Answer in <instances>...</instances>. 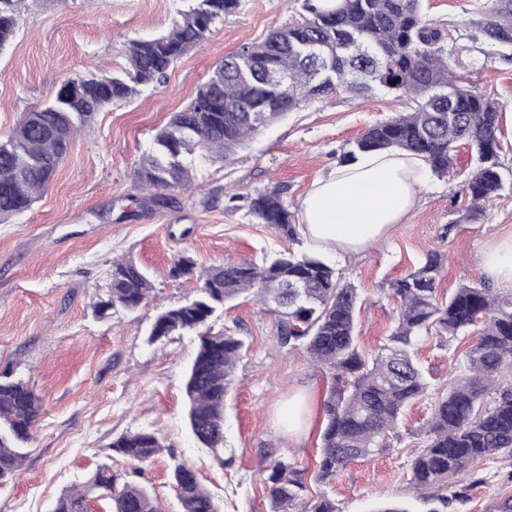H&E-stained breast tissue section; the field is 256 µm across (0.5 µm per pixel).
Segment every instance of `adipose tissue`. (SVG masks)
Returning <instances> with one entry per match:
<instances>
[{"label":"adipose tissue","instance_id":"adipose-tissue-1","mask_svg":"<svg viewBox=\"0 0 512 512\" xmlns=\"http://www.w3.org/2000/svg\"><path fill=\"white\" fill-rule=\"evenodd\" d=\"M426 162L399 151L361 153L313 184L298 231L314 250L355 254L385 237L411 211Z\"/></svg>","mask_w":512,"mask_h":512}]
</instances>
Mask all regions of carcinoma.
<instances>
[{
	"label": "carcinoma",
	"mask_w": 512,
	"mask_h": 512,
	"mask_svg": "<svg viewBox=\"0 0 512 512\" xmlns=\"http://www.w3.org/2000/svg\"><path fill=\"white\" fill-rule=\"evenodd\" d=\"M19 0H0V53L12 43ZM239 0H190L165 33L133 39L119 72L63 80L54 95L25 113L0 137V223L29 209L41 197L69 153L77 133L115 101H128L146 86L165 80L190 49L199 46ZM483 33L512 44V0H492ZM447 29L425 18L423 0H304L298 22L276 28L260 42L242 46L215 67L195 97L157 131L136 171L142 205L166 206L167 191L188 189L191 156L204 151L227 161L246 141L280 121L308 99L335 91L367 97L377 91L406 98L410 109L369 126L343 156L402 151L422 157L430 170H454L459 143L477 154L467 175L468 205L459 222L473 224L504 189L500 162V104L463 85L442 55ZM248 210L285 238L297 236L291 213L275 189L247 196ZM445 270L438 251L391 284L401 301L389 335L370 353L359 344L358 289L342 280L320 255L280 251L258 263L245 260L202 274L193 299L161 310L149 330L154 343L172 334L198 337L185 375L187 423L196 443L226 450L224 409L244 342L208 324L224 304L253 294L275 306L281 346L300 350L333 379L323 403L320 457L311 479L326 484L353 460L389 448L407 407L436 392L422 448L413 455L409 484L426 503L469 500L484 481L477 462L512 458V293L486 285H462L445 300L437 285ZM154 284L132 260L112 264L105 312L135 311ZM452 342L472 339L462 353L466 373L436 389L419 364L418 346L430 334ZM40 399L25 382L0 372V481L23 465L33 437ZM111 448L129 462L144 464L165 445L152 431L123 434ZM265 482L273 512H337L326 498L301 504L305 470L269 456ZM183 512H220L197 473L186 463L171 470ZM107 493L108 512H161L134 479L99 468L80 489L63 493L51 512H88L90 495Z\"/></svg>",
	"instance_id": "carcinoma-1"
}]
</instances>
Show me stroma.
I'll return each mask as SVG.
<instances>
[{
    "label": "stroma",
    "mask_w": 512,
    "mask_h": 512,
    "mask_svg": "<svg viewBox=\"0 0 512 512\" xmlns=\"http://www.w3.org/2000/svg\"><path fill=\"white\" fill-rule=\"evenodd\" d=\"M302 4L240 0L164 83L99 112L42 197L0 223V370L25 381L41 403L22 467L0 483V512H51L64 491L82 486L102 465L127 476L132 466L111 444L141 430L156 432L166 446L133 472L161 512H182L170 481L177 460L196 471L221 512H272L261 475L269 455L315 469L331 380L302 354L280 346L271 306L245 294L210 323L246 346L227 398L224 436L234 457L227 466L194 441L186 423L183 382L196 337L151 344L147 331L161 308L196 294L198 271L287 248L305 252L302 239L280 238L246 205L232 207L230 196L275 188L298 214L313 183L341 163L368 126L403 111L404 103L380 92L366 99L337 92L303 103L238 148L231 161L199 163L197 190L171 191L170 205L158 210L142 207L135 179L153 135L195 97L216 62L299 19ZM186 6L187 0H24L16 38L0 53V135L50 98L63 79L125 67L128 41L168 31ZM490 7L489 0H424L428 18L450 29L444 54L452 68L474 93L512 113V45L494 43L479 30ZM475 160L474 150L459 145L455 172L428 174L415 207L382 241L352 256L326 254L359 290L363 350L374 349L395 322L399 302L391 282L429 250L447 255L440 296L463 284L512 293V283L498 281L483 263L486 252L512 239V185L489 202L480 223L457 221L468 204L464 181ZM181 255L190 256L197 271L176 279L170 270ZM122 259L150 276L156 298L133 312L99 314L112 263ZM461 352L460 342L444 343L433 334L420 344L418 358L442 388L462 374ZM433 401L429 394L407 409L392 448L351 462L331 484L308 483L305 498L327 495L339 512H370L383 500L424 512L410 488L409 467ZM292 412L301 418L294 433L288 430ZM477 468L484 481L467 504L452 503L443 512H486L492 501L512 496L506 479L511 458L494 456Z\"/></svg>",
    "instance_id": "obj_1"
}]
</instances>
